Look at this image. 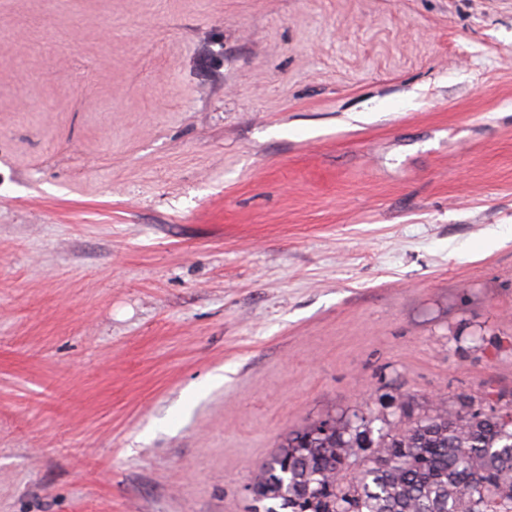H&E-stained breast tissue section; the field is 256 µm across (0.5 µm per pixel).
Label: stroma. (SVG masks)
<instances>
[{"mask_svg": "<svg viewBox=\"0 0 512 512\" xmlns=\"http://www.w3.org/2000/svg\"><path fill=\"white\" fill-rule=\"evenodd\" d=\"M408 393L512 400V0H0V512Z\"/></svg>", "mask_w": 512, "mask_h": 512, "instance_id": "stroma-1", "label": "stroma"}]
</instances>
